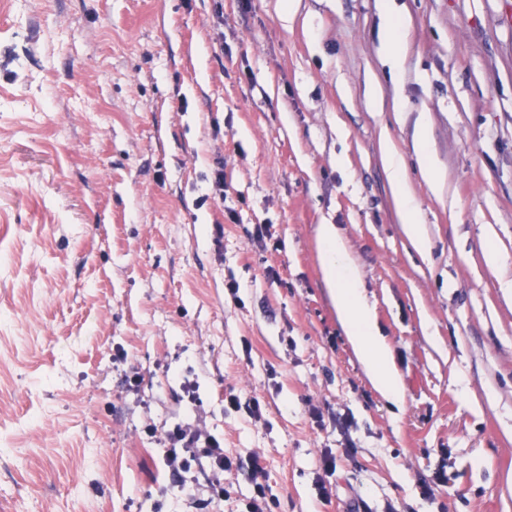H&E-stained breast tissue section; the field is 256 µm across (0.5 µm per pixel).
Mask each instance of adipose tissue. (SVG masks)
Wrapping results in <instances>:
<instances>
[{"label": "adipose tissue", "mask_w": 512, "mask_h": 512, "mask_svg": "<svg viewBox=\"0 0 512 512\" xmlns=\"http://www.w3.org/2000/svg\"><path fill=\"white\" fill-rule=\"evenodd\" d=\"M384 152L404 232L418 252H427L429 242L421 222L419 204L404 177L402 158L392 144H385ZM319 236L325 280L357 357L382 395L393 400L401 399L402 385L390 349L378 333L373 312L364 299L361 283L353 272L337 229L331 224L321 225Z\"/></svg>", "instance_id": "adipose-tissue-1"}]
</instances>
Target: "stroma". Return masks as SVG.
<instances>
[{
	"instance_id": "stroma-1",
	"label": "stroma",
	"mask_w": 512,
	"mask_h": 512,
	"mask_svg": "<svg viewBox=\"0 0 512 512\" xmlns=\"http://www.w3.org/2000/svg\"><path fill=\"white\" fill-rule=\"evenodd\" d=\"M323 224L401 401L338 320ZM504 277L512 0H0V512H246V472L218 490L207 458L166 466L162 434L188 423L259 456L267 512H512ZM404 41V26L393 14L389 15L387 18V38L383 45V51L394 73H398L401 69L404 57ZM416 151L422 160L420 166L422 176L430 185L438 186L439 171L430 148L428 123L423 115L420 117L417 126ZM384 152L404 232L418 252L424 254L429 249V242L424 224L421 223L418 201L403 174L402 158L388 141L384 144Z\"/></svg>"
}]
</instances>
